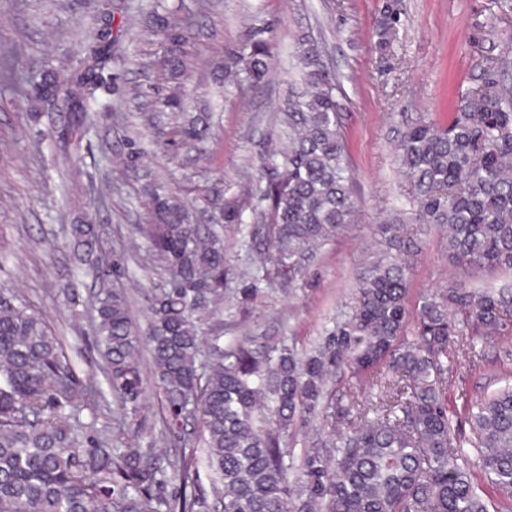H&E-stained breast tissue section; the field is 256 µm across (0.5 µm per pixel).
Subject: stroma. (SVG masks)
<instances>
[{
  "label": "stroma",
  "instance_id": "obj_1",
  "mask_svg": "<svg viewBox=\"0 0 512 512\" xmlns=\"http://www.w3.org/2000/svg\"><path fill=\"white\" fill-rule=\"evenodd\" d=\"M402 24L387 52L378 49L382 0H0V291L22 296L60 336L81 376H95L98 395L76 408L82 442L135 444L160 428L158 401L147 395L141 415L113 419V399L93 349L91 302L100 286L77 278L65 231L81 209L100 226L102 253L121 263L111 284L126 289L137 326L146 324L145 296L162 272L147 256L140 229L149 222L142 193L151 178L179 193L199 223L210 221L214 190L241 193L257 180L263 155L288 143L283 123L288 91L300 79L302 42L318 48L340 81L341 123L355 212L347 233L318 253L305 279L266 289L246 314L235 316V336L294 337L312 348L325 327L343 319L355 302V278L372 260L378 225L398 218L419 244L410 269L409 307L423 293L466 280L483 290L512 284V275L450 263L442 233L411 221V189L398 168V142L408 124L448 123L462 94L497 62L512 84V22L494 18L492 0H396ZM189 22L184 73L160 69L171 45L159 20ZM108 24L112 58L105 66L114 91L109 108L77 151L62 152L51 135L47 107H34L40 72L50 66L82 68L95 42V24ZM261 32L272 61L263 86L235 89L220 80L224 59L247 33ZM189 96L184 111L211 114L201 143L173 137L178 121L164 101L177 88ZM141 165H125L129 148ZM77 281L74 298L62 285ZM484 363L459 360L448 384V406L459 420L467 464L479 490L489 485L471 448L468 413L481 400L512 386V333L476 337Z\"/></svg>",
  "mask_w": 512,
  "mask_h": 512
}]
</instances>
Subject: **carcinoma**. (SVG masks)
I'll use <instances>...</instances> for the list:
<instances>
[{"label": "carcinoma", "instance_id": "obj_1", "mask_svg": "<svg viewBox=\"0 0 512 512\" xmlns=\"http://www.w3.org/2000/svg\"><path fill=\"white\" fill-rule=\"evenodd\" d=\"M394 0L379 26L396 30ZM305 87L287 112L289 144L268 154L256 189L216 196L217 222L246 224L256 254L238 289L293 284L323 246L341 236L354 201L338 113L339 85L316 49L300 54ZM266 40L224 60V76L259 86L270 65ZM446 127L421 121L401 136L402 172L417 200L414 221L435 224L452 261L512 273V87L494 61ZM100 72L42 77V97L59 103L62 130L105 110ZM210 131L200 114L178 127L183 140ZM148 256L166 273L148 297L149 327L137 331L119 289L93 304L106 383L122 416L138 415L151 355L164 436L182 443L167 466L148 447H80L70 423L95 382L68 364L42 316L0 294V512H489L463 463L448 410L456 358L481 361L471 335L512 328V289L475 293L462 282L407 305L410 258L419 251L399 224L378 226L379 249L356 277L351 316L327 330L311 353L266 336L225 338L217 318L229 266L221 239L192 221L182 201L148 191ZM70 233L83 248V274L112 276L96 253L97 227L76 215ZM416 331L408 338L406 328ZM473 447L496 494L512 497V387L470 413ZM302 429L311 444L294 456L285 440ZM208 449L210 485L200 480L196 443Z\"/></svg>", "mask_w": 512, "mask_h": 512}]
</instances>
